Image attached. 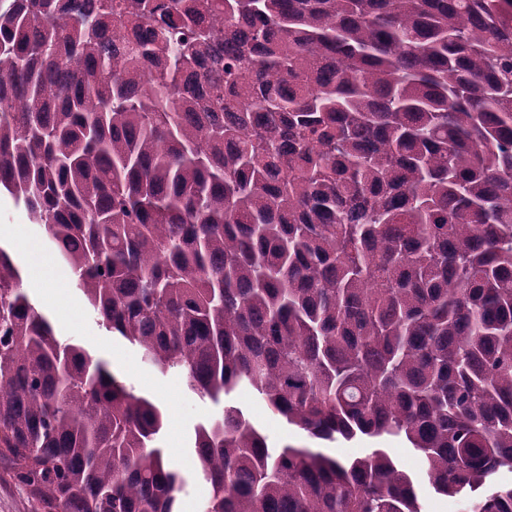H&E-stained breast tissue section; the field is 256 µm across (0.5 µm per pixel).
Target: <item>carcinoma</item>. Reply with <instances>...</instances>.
<instances>
[{
  "instance_id": "obj_1",
  "label": "carcinoma",
  "mask_w": 512,
  "mask_h": 512,
  "mask_svg": "<svg viewBox=\"0 0 512 512\" xmlns=\"http://www.w3.org/2000/svg\"><path fill=\"white\" fill-rule=\"evenodd\" d=\"M2 189L160 373L403 436L512 512V0H0ZM164 427L0 245V460L38 512H181ZM194 452L202 512H422L385 449L234 406Z\"/></svg>"
}]
</instances>
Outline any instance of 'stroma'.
<instances>
[{
    "instance_id": "1",
    "label": "stroma",
    "mask_w": 512,
    "mask_h": 512,
    "mask_svg": "<svg viewBox=\"0 0 512 512\" xmlns=\"http://www.w3.org/2000/svg\"><path fill=\"white\" fill-rule=\"evenodd\" d=\"M17 228L35 243V250L28 251L16 245L13 231ZM0 244L9 249L21 270L26 292L32 302L49 315L58 336L90 343L95 354L109 361L127 385L163 406L166 414L164 446L173 465L187 471L194 469L192 445L195 426L220 414L229 404L238 407L266 436L272 447H317L343 462L364 457L377 448L386 449L397 465L413 478L424 512H466L464 498L447 497L428 487L422 475L420 455L405 438L359 436L349 441L339 439L320 443L273 414L265 401L251 389H237L224 402L216 403L190 391L172 375L161 374L144 362L137 348L100 326L97 314L77 292L70 270L55 253L44 226L33 223L23 205L15 203L6 193L0 195ZM47 268L52 270L57 288L64 291V303H49L43 298L39 281Z\"/></svg>"
}]
</instances>
